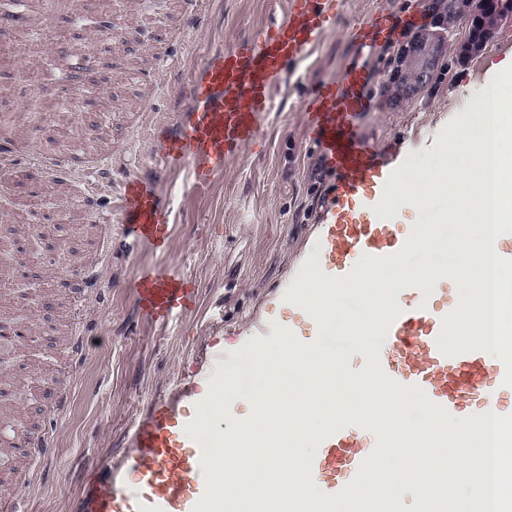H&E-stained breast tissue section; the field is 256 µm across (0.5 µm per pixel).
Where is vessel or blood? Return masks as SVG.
<instances>
[{
  "label": "vessel or blood",
  "mask_w": 512,
  "mask_h": 512,
  "mask_svg": "<svg viewBox=\"0 0 512 512\" xmlns=\"http://www.w3.org/2000/svg\"><path fill=\"white\" fill-rule=\"evenodd\" d=\"M198 19V0H182V23L170 33V41L185 39ZM340 19L338 0H286L281 19L256 27L232 47L210 52L184 88L189 107L178 131L154 132L152 146L168 169L186 174L198 189L222 175L227 162L258 139L261 121L274 111V94L289 72L299 68ZM100 26L116 46L130 35L114 14L102 17ZM394 36L395 20L387 11L372 13L350 30L361 52L385 46ZM372 83L368 66L356 60L340 76L311 84L301 104L304 125L334 177V189L308 246L320 273L331 279L349 276L362 259L393 257L405 245L394 218L376 212L398 165L375 150L360 131L362 118L374 109ZM34 165L69 178L85 176L70 160L25 156L6 137L0 139V193L13 191L17 179ZM112 214L126 237L160 251L168 248L173 213L151 179L123 175ZM132 293L140 318L152 323L168 322L196 306L197 290L191 283L155 267L138 270ZM285 295L282 287L268 295L265 314L253 317L244 334L208 339L191 375L154 399L133 423L119 457L86 480L83 512H194L207 491V479L202 446L188 432L195 420L188 406L204 401V388L220 369L230 368L234 352L251 340L272 339L279 328L310 345L319 337L320 323L304 306H297V319L275 318ZM397 306L399 315L379 341L382 375L398 387L419 389L452 421L485 416L506 390L505 368L482 348L454 354L441 349L444 323L457 303L437 301L411 284L400 289ZM377 446V434L356 422L325 436L309 467L314 487L327 497L340 495ZM51 451L48 433L17 435L13 452L31 464L23 484L36 480L40 462Z\"/></svg>",
  "instance_id": "1"
}]
</instances>
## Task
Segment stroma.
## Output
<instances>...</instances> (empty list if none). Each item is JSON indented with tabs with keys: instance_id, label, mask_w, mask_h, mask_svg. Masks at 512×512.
Listing matches in <instances>:
<instances>
[{
	"instance_id": "stroma-1",
	"label": "stroma",
	"mask_w": 512,
	"mask_h": 512,
	"mask_svg": "<svg viewBox=\"0 0 512 512\" xmlns=\"http://www.w3.org/2000/svg\"><path fill=\"white\" fill-rule=\"evenodd\" d=\"M76 2L79 14L72 17L45 15L38 0H26L28 35L41 47L39 69L61 59L54 45L64 32L76 34L73 48L95 54L103 35L94 20L101 15L119 11L128 28L146 24L150 30L134 42V55L113 58L96 85L72 86L63 67L51 84L34 88L20 79L28 68L25 58L0 63V118H14L37 101L58 107L65 94L80 98L88 111L111 104L106 118L94 124L59 120L43 137L16 121L11 134L29 153L76 156L88 146L94 152L88 166L108 163L152 178L173 211L174 224L167 251L129 244L117 224L107 251H100L99 226L83 204L84 182L44 175L38 193L47 219L19 233L10 250L21 271L34 277L30 289L39 298L23 304L0 293V306L32 326L27 345L0 366V387L16 392L15 399L0 401V420L10 424L0 431V447L6 449L0 454V497L23 498L26 512H78L85 466L118 455L137 416L190 374L212 333H244L250 319L263 313L266 297L303 251L332 190V174L322 167L300 103L309 83L338 76L354 59L351 24L377 10L396 19L394 40L368 60L375 72L370 93L376 107L361 129L369 144L407 165L425 160L443 129L469 113L475 93L492 81L497 65L512 63V18L466 60L459 54L469 23L461 20L445 42L431 82L415 97L394 102L387 75L397 49L426 24L425 10L410 9V0H342L341 23L276 91L278 108L262 119L258 144L198 190L152 152L148 131L158 121L166 132H176L188 106L182 86L198 73L207 52L232 46L281 16L283 0H200V26L168 47L178 82L164 89L132 82L130 76L151 63L158 37L176 18L177 0ZM143 102L152 105V114L140 115ZM313 166L320 169L315 178L309 174ZM143 266L191 279L198 290L197 309L166 325L143 321L131 293ZM76 336L84 337L87 346L72 357L67 348ZM56 388L68 389L71 401L53 418L47 414L48 394ZM45 429L55 441L51 460L42 463L33 485H14L16 458L7 452L14 433Z\"/></svg>"
}]
</instances>
